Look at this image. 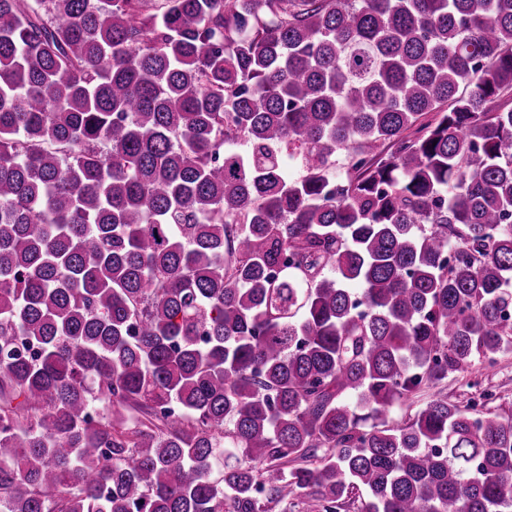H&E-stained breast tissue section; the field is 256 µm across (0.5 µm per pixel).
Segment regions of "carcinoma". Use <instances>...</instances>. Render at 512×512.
Wrapping results in <instances>:
<instances>
[{
    "label": "carcinoma",
    "mask_w": 512,
    "mask_h": 512,
    "mask_svg": "<svg viewBox=\"0 0 512 512\" xmlns=\"http://www.w3.org/2000/svg\"><path fill=\"white\" fill-rule=\"evenodd\" d=\"M509 92L512 0H0L3 512H512L440 390L512 349Z\"/></svg>",
    "instance_id": "cac0c4a2"
}]
</instances>
